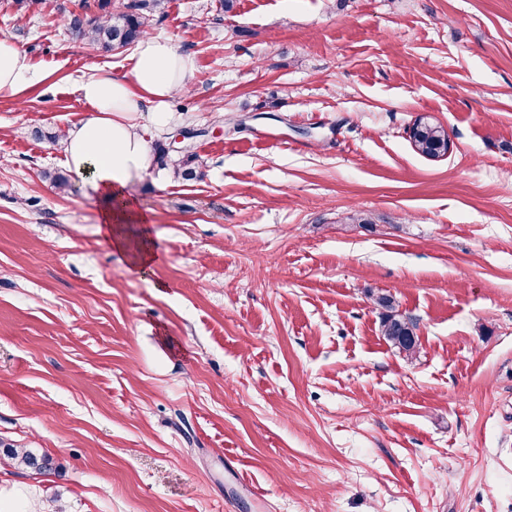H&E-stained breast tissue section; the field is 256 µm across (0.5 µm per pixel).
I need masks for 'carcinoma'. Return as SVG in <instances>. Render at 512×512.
I'll return each instance as SVG.
<instances>
[{
    "instance_id": "cac0c4a2",
    "label": "carcinoma",
    "mask_w": 512,
    "mask_h": 512,
    "mask_svg": "<svg viewBox=\"0 0 512 512\" xmlns=\"http://www.w3.org/2000/svg\"><path fill=\"white\" fill-rule=\"evenodd\" d=\"M165 0H131L123 10L110 9L111 0H99L100 14L81 16L71 13L67 16L70 31L78 38L110 52L116 45H131L146 34L150 20L164 9ZM414 150L428 158H438L448 153V131L440 124L425 117L417 119L410 130ZM169 149L158 148V163L172 167V177L181 181H194L202 172L196 165V155L182 150L180 157L168 161ZM375 303L383 310V333L386 340L401 352L413 354L418 346L413 324L396 310L393 298L378 296ZM4 454L21 467L43 472L52 468V459L38 455L31 450H17L0 441Z\"/></svg>"
}]
</instances>
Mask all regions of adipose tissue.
<instances>
[{
  "mask_svg": "<svg viewBox=\"0 0 512 512\" xmlns=\"http://www.w3.org/2000/svg\"><path fill=\"white\" fill-rule=\"evenodd\" d=\"M194 66L169 40L144 36L130 70L121 76L100 71L82 80L77 91L91 108L89 118L67 128L61 139L65 163L88 194L102 199L101 231L116 252H126L127 227L147 223L128 190L154 167V143L137 116L150 110L155 125L169 118L168 102L188 89ZM36 78L26 56L9 38L0 39V98H15Z\"/></svg>",
  "mask_w": 512,
  "mask_h": 512,
  "instance_id": "ef3b65f1",
  "label": "adipose tissue"
}]
</instances>
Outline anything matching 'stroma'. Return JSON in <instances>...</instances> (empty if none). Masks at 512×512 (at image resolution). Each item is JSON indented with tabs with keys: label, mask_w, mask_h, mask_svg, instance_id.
Returning a JSON list of instances; mask_svg holds the SVG:
<instances>
[{
	"label": "stroma",
	"mask_w": 512,
	"mask_h": 512,
	"mask_svg": "<svg viewBox=\"0 0 512 512\" xmlns=\"http://www.w3.org/2000/svg\"><path fill=\"white\" fill-rule=\"evenodd\" d=\"M97 0H0L39 79L0 99V497L33 512H512V0H166L194 65L139 272L48 140L89 117ZM426 115L448 131L418 155ZM360 222H353V215ZM391 295L419 349L382 333ZM414 150L421 156L438 158L448 153V131L428 118L417 119L410 130ZM180 157L177 160H167L169 158V148L159 145L158 148V163L165 169L170 165L172 166V177L181 181H194L201 177L202 172L196 165V155L187 151V148L180 151ZM0 447L4 448V454L13 459L18 466L39 472L52 468V459L47 455H38L32 450H17L2 441H0Z\"/></svg>",
	"instance_id": "1"
}]
</instances>
